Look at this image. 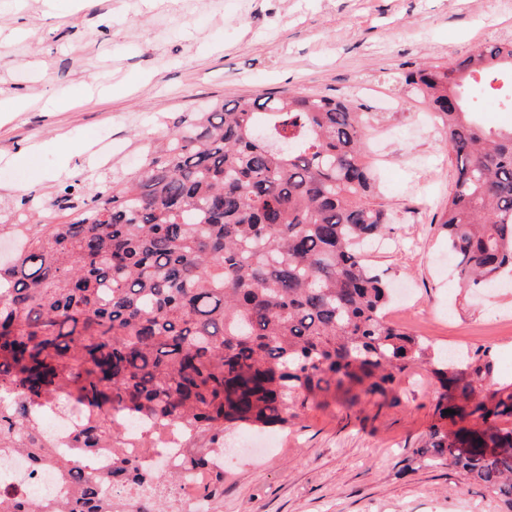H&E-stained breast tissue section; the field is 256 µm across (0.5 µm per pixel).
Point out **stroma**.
<instances>
[{"mask_svg":"<svg viewBox=\"0 0 512 512\" xmlns=\"http://www.w3.org/2000/svg\"><path fill=\"white\" fill-rule=\"evenodd\" d=\"M512 37V0H0V212L22 196L42 206L37 222H63L51 205L66 184L115 186L139 169L185 112L269 89L337 97L367 106L394 101L403 121L388 149L423 168L413 192L407 171L378 166L382 202L394 212L390 246L370 264L404 282L413 307L398 325L436 350L487 351L494 384L512 381V281L485 293L461 288L437 222L453 188L442 136L427 110L394 77L406 64L447 65L449 49ZM103 79L119 90L94 91ZM68 109H59L60 101ZM111 137L115 159L99 165ZM343 392L273 430L224 433L236 454L224 464L220 512H498V502L444 466L410 468L434 421L427 368L401 375L393 396Z\"/></svg>","mask_w":512,"mask_h":512,"instance_id":"obj_1","label":"stroma"}]
</instances>
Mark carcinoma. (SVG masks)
<instances>
[{"label": "carcinoma", "instance_id": "obj_1", "mask_svg": "<svg viewBox=\"0 0 512 512\" xmlns=\"http://www.w3.org/2000/svg\"><path fill=\"white\" fill-rule=\"evenodd\" d=\"M512 42L484 43L451 66L404 68L399 83L427 100L454 160L438 223L464 288L512 272V128L487 130L466 95L497 90ZM375 113L300 91L236 96L186 112L121 186L54 202L76 214L32 224V199L0 235L22 239L0 259V449L48 448L36 412L76 407V447L112 449V475H86L57 512H100L107 484L163 489L208 469L222 491L225 424L270 428L333 388L387 398L422 365L437 384L433 423L414 450L512 512V382L491 389L494 363L454 364L385 320L392 292L364 246L385 238L392 211L368 165ZM452 409L454 413L444 414ZM150 423L138 447L182 425L181 471L119 453L112 412ZM0 512H46L36 497Z\"/></svg>", "mask_w": 512, "mask_h": 512}]
</instances>
